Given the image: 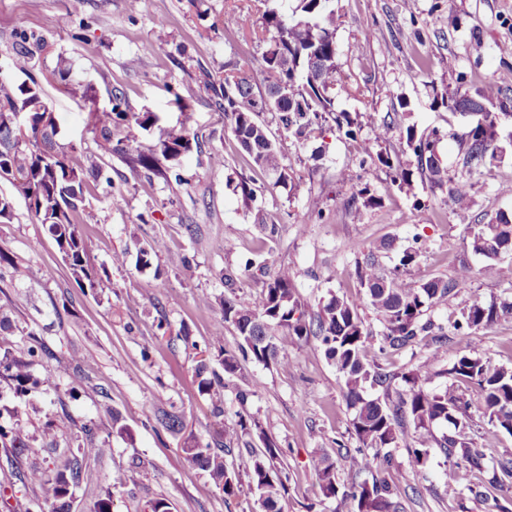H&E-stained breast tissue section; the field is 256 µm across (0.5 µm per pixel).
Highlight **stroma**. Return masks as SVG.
Returning <instances> with one entry per match:
<instances>
[{"label": "stroma", "instance_id": "obj_1", "mask_svg": "<svg viewBox=\"0 0 512 512\" xmlns=\"http://www.w3.org/2000/svg\"><path fill=\"white\" fill-rule=\"evenodd\" d=\"M296 0H147L140 12H130L127 0H82L70 9L69 0H0V62L14 55L18 29L42 35L46 49L38 56L37 72L66 62L71 80L92 83L96 105L109 107L113 94L122 93L131 113L151 112L160 126H174L180 114L172 104L174 93L186 96L195 110L201 148L182 157L166 176L135 171L118 156L108 161L112 189L123 196L113 207L102 192L85 201L80 232L95 241L94 263L103 272L95 292L78 288L46 229L30 219L24 202H17L15 219L0 224V249L24 269L18 280L0 282V313L15 332L11 346L23 351L27 332H35L51 350L34 370L45 380L22 418L31 448L19 459L0 447V512H37L36 486L21 482L16 471L47 469L61 464L80 442L83 423L94 422L98 437L108 439L110 454L91 464L76 490L73 512H90L104 472L128 467L127 484L115 491L112 512H140L146 501L167 499L172 512H260L257 496L249 490L225 495L200 470L182 458L183 439L159 427L147 403L178 412L186 431L205 436L218 425L232 427L239 416L259 421L264 433L282 446L288 471L286 512H339L336 501L321 499L312 457L334 461L340 482L371 479L372 470H360L338 451L339 444L356 448L349 430L351 412L344 383L335 365L315 343L288 348V361L266 366L244 362L241 376L227 379L224 420L211 416L206 396L199 393L193 373L194 356L175 336L188 328L198 344L210 341L216 328L224 330V347L236 349L238 338L223 324L222 301L227 293L224 272L252 261V275L236 295L259 302L266 275L285 266L295 274L294 284L316 312L331 295L346 297L358 307L365 330L381 339L384 327L365 294L356 286L357 253L353 245L374 250L382 271L398 263L402 251L419 243L421 256L410 270L413 280L455 279L461 267L473 275L454 289L447 301L431 308L430 317L448 329L447 349L431 354L427 347H407L386 361L387 369L410 370L426 359L444 369L457 355L474 353L498 366L512 367V319L480 328L473 336L452 335L454 320L474 301L512 302V281L481 275V256L466 244L468 225L486 222L497 212H512V196L501 185L512 182V122L499 130L498 157L472 178L469 206L460 211L448 199L447 189H429L420 179L403 187L391 185L385 169L373 165L378 145L369 128L357 140L329 128L307 144L289 145L281 159L292 190L280 187L244 200L241 180L264 182L238 150L222 112L216 107L208 78L223 76L234 65L263 84V43L247 30L231 25L233 14L244 10L261 16L271 7L290 12ZM341 80L335 107L345 112H367L378 120L408 103L405 124L418 130H438L439 152L449 174H460L459 136L465 120L441 103L448 94H474L488 82L512 97V0H333ZM69 14L67 25L57 22ZM167 18L157 26L156 16ZM364 43L363 55L354 47ZM45 93L61 119V143L86 140L85 112L76 99L54 87ZM351 181H344V173ZM377 189L379 206L352 202L364 185ZM311 215L301 228L303 215ZM392 241V249L381 241ZM153 244L161 274L136 266L138 250ZM126 252V264H112L115 252ZM193 256L183 266V256ZM210 294L213 305L198 308L199 293ZM167 320L171 334L158 335V320ZM91 359L92 383L102 393L72 398L70 389L81 381L65 370L72 358ZM455 386L468 401L475 446L487 461L512 458V436L488 422L481 412L476 385L452 384L434 378L431 386ZM248 390L239 401V390ZM119 411L132 439L112 432V411ZM58 426L56 443L42 437L47 420ZM396 469L407 479L394 490L407 512H498V503L512 499V489L474 497L468 490L444 483L450 460L431 448L425 463L409 471L405 449L392 451Z\"/></svg>", "mask_w": 512, "mask_h": 512}]
</instances>
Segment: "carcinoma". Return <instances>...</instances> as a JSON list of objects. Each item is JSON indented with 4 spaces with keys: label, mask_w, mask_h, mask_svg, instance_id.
Returning <instances> with one entry per match:
<instances>
[{
    "label": "carcinoma",
    "mask_w": 512,
    "mask_h": 512,
    "mask_svg": "<svg viewBox=\"0 0 512 512\" xmlns=\"http://www.w3.org/2000/svg\"><path fill=\"white\" fill-rule=\"evenodd\" d=\"M330 2L297 0L289 18L268 9L262 13L259 25L253 24L251 15H246L243 24L257 30L259 41L265 44L261 63L267 78L265 89H255L251 76L233 69L225 72L224 78L208 83L239 148L254 167L275 176L276 186L288 187V172L280 165L288 142L303 144L313 135L323 133L329 121L348 139L356 138L363 127V114L335 109L333 91L340 81V69L336 13ZM20 40L28 47L16 52L13 68L28 73L32 69L33 49H44L45 42L25 31L21 32ZM71 94L88 109V145L58 142V118L38 79L31 76L29 81L17 84L0 75V178L6 179L13 189L10 194H0V224L13 222L16 200H23L31 219L44 226L54 239L78 285L93 291L101 282L99 270L92 263L94 242L78 232L76 225L82 223L80 205L86 194L102 183L112 186L105 171V159L118 155L135 170L164 175L171 165L199 145V132L194 111L177 94L174 104L181 112L179 124L159 128L156 148L146 152L135 145L131 124L151 127L158 124L159 118L150 112L100 110L95 106L96 90L90 84L72 88ZM446 107L451 112H482V122L461 138L460 175L448 176V167L437 149V131L421 132L413 125L400 131L392 119L373 123L374 140L387 147L398 139L400 154L394 157L384 150L373 162L394 171V184H408L417 174L432 188L448 187L450 201L463 209L470 197L471 175L494 160L500 151L498 126L502 120L512 119V108L496 84H486L472 96H450ZM266 112L274 118L280 135H274L260 118ZM467 229L472 251L487 259L483 275L512 279V264L505 262L506 257L512 256V213L501 211L488 223L469 224ZM419 256V249L406 248L399 265L389 274L380 271L372 252L356 262L358 286L384 324L379 344L365 333L357 306L343 296H331L314 318L307 319L306 305L296 291L294 275L284 267L274 271L265 282L259 304L224 298V323L234 328L237 349L224 348L220 330L214 332L202 350L188 331L178 336L199 355L194 374L199 392L209 397L212 413L218 418L224 416V377L240 375L243 362L250 359L264 365L285 363L288 356L284 344L302 345L314 337L343 378L346 401L353 411L350 427L360 447L386 449L379 464L388 465L391 449L402 446L410 469L417 470L424 464L429 449L409 442V433L428 431L437 422L465 428L470 418L468 402L453 387L443 391L429 387L437 376L430 365L422 363L397 374L379 363L380 358L413 342L421 343L427 336L435 337L437 351L448 344V334L426 318V312L467 281L470 270L461 267L457 278L451 281L434 278L415 282L405 276L404 269L416 264ZM23 275L24 270L0 251V279H19ZM503 318L512 319V303L476 301L455 319L454 335L471 336L477 329ZM46 356L45 344L33 335L20 356L6 341H1L0 382H6L17 397L41 391L44 379L34 372L33 366ZM447 375L455 381L477 385L484 416L512 435L511 368L494 365L469 352L456 358ZM398 379L404 383V389L398 400L391 403L389 392ZM378 388L383 396L370 394ZM150 412L168 432L179 434L185 429L181 415L174 411L153 406ZM81 430L85 438L63 464L14 473L18 480L38 485L51 512H72L75 490L85 469L110 452L106 440L97 438L93 426L83 424ZM224 439L223 427L207 438L190 433L184 439L182 452L186 463L207 473L216 487L232 495L241 490L242 481L225 465L224 454L229 448ZM434 442L447 456L456 458L448 468L447 486L463 487L479 496L487 495L491 488H512V458L493 462L488 484L478 486L473 477L485 471L486 461L484 454L473 446V440L444 435ZM0 446L11 449L16 458L29 448L21 411L16 406L0 405ZM283 455L279 445L267 438L263 439L262 449L249 448L247 488L258 495L264 512H283L288 495V477L280 466ZM312 463L320 496L347 505L348 512H405L393 497L394 474L389 472L370 482L345 485L337 480L336 467L329 457L317 456ZM128 479L125 470L105 474L98 484L93 512H112L114 491Z\"/></svg>",
    "instance_id": "carcinoma-1"
}]
</instances>
